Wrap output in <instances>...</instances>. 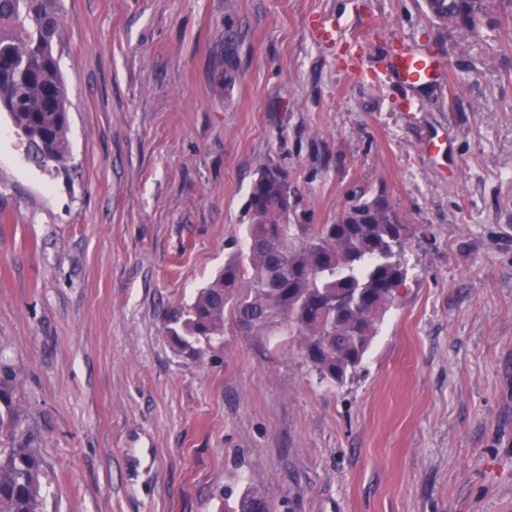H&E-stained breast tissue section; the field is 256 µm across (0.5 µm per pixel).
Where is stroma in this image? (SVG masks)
Returning a JSON list of instances; mask_svg holds the SVG:
<instances>
[{"label":"stroma","instance_id":"1","mask_svg":"<svg viewBox=\"0 0 512 512\" xmlns=\"http://www.w3.org/2000/svg\"><path fill=\"white\" fill-rule=\"evenodd\" d=\"M63 4L69 174L30 166L0 114V362L43 512H234L253 491L275 512H501L512 4L476 31L424 0ZM319 18L334 44L313 40ZM402 39L433 46L442 80L390 75ZM264 165L304 223H333L368 184L410 226L403 298L345 385L274 336L229 328L195 361L163 328L244 247Z\"/></svg>","mask_w":512,"mask_h":512}]
</instances>
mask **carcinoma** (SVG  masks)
I'll use <instances>...</instances> for the list:
<instances>
[{
    "mask_svg": "<svg viewBox=\"0 0 512 512\" xmlns=\"http://www.w3.org/2000/svg\"><path fill=\"white\" fill-rule=\"evenodd\" d=\"M448 27L477 28L490 0H425ZM61 0H0V105L6 107L27 160L57 171L71 158L69 99L54 41ZM290 186L267 165L250 193L249 245L224 259L192 302L165 316L180 354L199 359L224 348V329L278 336L296 348L320 381L342 386L362 363L385 313L408 278L409 225L382 191L362 186L332 224L292 220ZM13 374L0 365V512H41L42 462L14 403ZM270 497L244 495L236 512H272Z\"/></svg>",
    "mask_w": 512,
    "mask_h": 512,
    "instance_id": "cac0c4a2",
    "label": "carcinoma"
}]
</instances>
